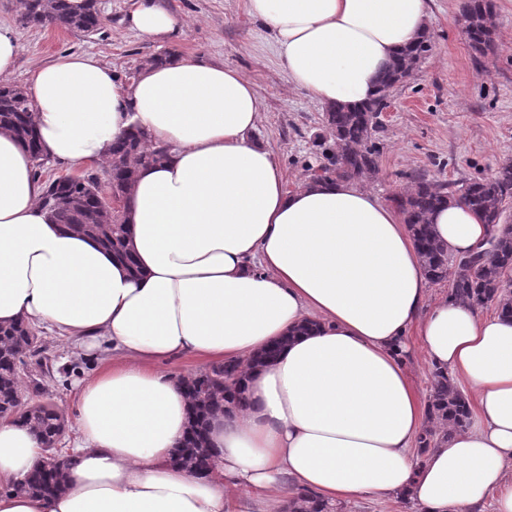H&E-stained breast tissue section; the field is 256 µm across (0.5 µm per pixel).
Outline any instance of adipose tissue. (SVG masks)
Masks as SVG:
<instances>
[{
	"label": "adipose tissue",
	"instance_id": "ef3b65f1",
	"mask_svg": "<svg viewBox=\"0 0 512 512\" xmlns=\"http://www.w3.org/2000/svg\"><path fill=\"white\" fill-rule=\"evenodd\" d=\"M431 0H247L289 82L326 106L377 94L397 53L428 32ZM132 30L164 40L178 21L137 0ZM37 137L55 162L97 165L131 128L170 156L140 168L125 215L130 271L95 241L54 224L19 141L0 130V325L47 326L83 355L121 362L77 383L66 487L0 494V512H284L289 489L351 503L410 497L424 512H512V320L440 299L402 212L355 181L285 186L253 141L262 101L238 70L203 59L146 68L130 84L87 54L38 66L28 88ZM430 222L450 255L488 230L466 205ZM306 333H299L302 324ZM428 364L473 392L469 426L413 450L425 405L406 363L408 332ZM288 337L277 360L258 352ZM239 363V405L208 421L214 469L175 460L191 406L159 363ZM42 444L0 419V482L17 483Z\"/></svg>",
	"mask_w": 512,
	"mask_h": 512
}]
</instances>
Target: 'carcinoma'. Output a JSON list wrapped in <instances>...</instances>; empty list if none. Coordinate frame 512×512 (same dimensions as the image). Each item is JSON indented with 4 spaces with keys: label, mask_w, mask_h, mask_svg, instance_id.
I'll list each match as a JSON object with an SVG mask.
<instances>
[{
    "label": "carcinoma",
    "mask_w": 512,
    "mask_h": 512,
    "mask_svg": "<svg viewBox=\"0 0 512 512\" xmlns=\"http://www.w3.org/2000/svg\"><path fill=\"white\" fill-rule=\"evenodd\" d=\"M462 17L472 48L486 52L494 41L491 0H466ZM21 21L40 27L56 23L90 34L101 28L102 15L98 0H83L78 5L71 0H24ZM430 50L431 41L425 37L401 52L381 76L378 94L369 104L357 109L327 108V128L339 157H331L329 164L312 171L311 178L354 179L377 170L378 151L372 144L376 122L372 113L387 99L391 88L412 76L418 62ZM0 128L13 132L34 168L43 167L46 157L35 135L33 106L24 88L0 85ZM167 154V147L150 146L145 133L131 131L112 143V170L107 173V187H102L94 173L58 177L45 183L42 205L54 223L92 239L134 271L136 262L126 250L129 226L125 213L108 210L103 194L108 190L117 198H127L137 169L159 165ZM452 202L465 204L491 228L505 223L504 214L512 203V158L499 162L491 176L459 186L421 178L397 199L431 282L449 280V299L476 309L493 304L497 314L512 318V285L508 280L512 273V232H494L487 241V253H471L452 263L448 249L435 237L430 223L436 209ZM44 352L43 343L30 323L20 320L0 325V417H11L30 427L44 443L41 463L17 489L51 495L64 487L66 479L63 467L56 464V439L65 419L52 402L40 399V388H35L33 398L23 397L18 390L20 369L26 366V359H36L41 367ZM242 382L239 366L231 362L214 365L184 382L193 411L178 460L187 468L196 466L200 449L207 445L209 416L224 411V403ZM429 402V422L419 437L423 449L464 430L470 416L467 397L441 372L433 374ZM288 512H338V508L296 492L288 497Z\"/></svg>",
    "instance_id": "1"
}]
</instances>
